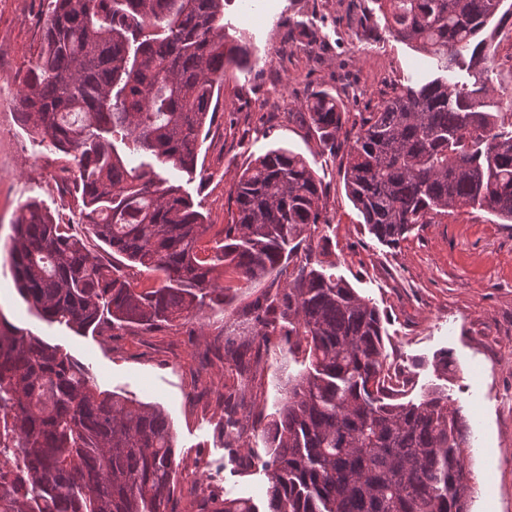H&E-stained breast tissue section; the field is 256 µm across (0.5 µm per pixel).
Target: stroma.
I'll use <instances>...</instances> for the list:
<instances>
[{
  "instance_id": "35a3bbf8",
  "label": "stroma",
  "mask_w": 512,
  "mask_h": 512,
  "mask_svg": "<svg viewBox=\"0 0 512 512\" xmlns=\"http://www.w3.org/2000/svg\"><path fill=\"white\" fill-rule=\"evenodd\" d=\"M48 8V0H0V315L67 352L98 390L164 411L175 438V512H195L212 491L263 504L265 473L239 468L225 445L224 408L214 388L230 367L204 356L207 346L223 344L225 330L262 287H240L229 272L224 283L234 300L222 312L205 306L188 323L102 336L44 320L13 284L5 244L24 202L37 200L73 224L79 219L73 196L62 191L61 160L14 110ZM224 22L230 36H244L252 63L224 72L216 113L202 134L201 172L165 166L161 176L181 186L218 231L236 210L237 173L275 147L303 155L325 189L329 221L303 234L278 283L309 258L333 266L370 300L383 317L391 369L411 378L416 391L445 389L470 425L469 512H512V224L461 209L387 246L368 232L343 183L346 145L360 113L375 111L399 85L435 74L433 59L385 33L372 0H224ZM484 36L494 90L489 109L503 112L512 99V17L491 22ZM325 90L347 105L332 148L320 143L305 115L306 102ZM444 355L452 366L442 379L435 365ZM305 367L294 337L277 334L263 344L242 420L255 456L266 457L263 429L289 379Z\"/></svg>"
}]
</instances>
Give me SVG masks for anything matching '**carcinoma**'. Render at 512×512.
<instances>
[{
  "instance_id": "1",
  "label": "carcinoma",
  "mask_w": 512,
  "mask_h": 512,
  "mask_svg": "<svg viewBox=\"0 0 512 512\" xmlns=\"http://www.w3.org/2000/svg\"><path fill=\"white\" fill-rule=\"evenodd\" d=\"M505 0H373L389 36L436 60L441 75L404 84L360 115L344 186L369 233L396 246L418 224L462 208L512 222V122L486 111L480 35ZM249 61L224 27V0H52L40 51L15 108L64 155L81 198L79 225L34 200L12 225L10 272L45 320L79 330L154 329L231 302L230 268L248 284L276 281L308 227L327 224L325 189L285 147L239 174L236 216L212 253L201 212L157 167L194 174L224 69ZM345 104L321 93L310 126L336 146ZM83 230H78V227ZM159 281L131 287L130 273ZM215 348L235 365L224 430H238L244 356L282 328L308 366L264 428L266 510L203 498L198 512H469L471 431L446 395L401 401L408 379L386 368L379 309L325 269L303 265L256 299ZM174 440L159 409L97 390L63 350L0 316V512H175Z\"/></svg>"
}]
</instances>
